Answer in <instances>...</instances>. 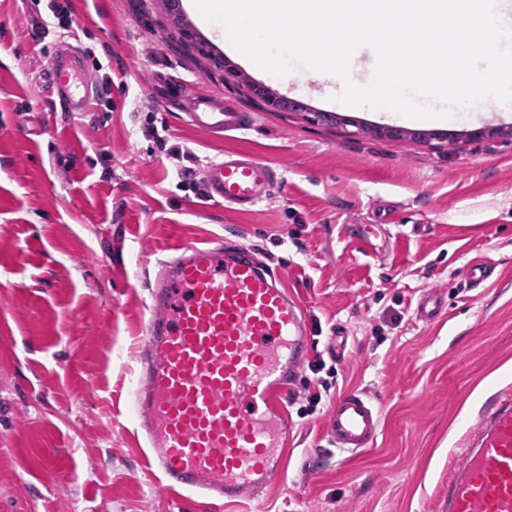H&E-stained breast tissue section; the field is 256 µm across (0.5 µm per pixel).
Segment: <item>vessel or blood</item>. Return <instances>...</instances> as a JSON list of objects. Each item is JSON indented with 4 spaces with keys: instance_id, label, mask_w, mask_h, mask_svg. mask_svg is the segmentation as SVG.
Listing matches in <instances>:
<instances>
[{
    "instance_id": "1",
    "label": "vessel or blood",
    "mask_w": 512,
    "mask_h": 512,
    "mask_svg": "<svg viewBox=\"0 0 512 512\" xmlns=\"http://www.w3.org/2000/svg\"><path fill=\"white\" fill-rule=\"evenodd\" d=\"M44 81L63 112L84 111L100 87L81 54L55 44ZM166 67L154 83L207 135L249 129L251 113L212 95L177 88ZM201 180L209 200L250 211L275 182L253 156L228 152ZM149 311L136 341L140 363L127 405L147 469L165 492L205 500L211 512L255 499L280 478L293 439L288 403L310 358L307 313L258 251L227 238L179 242L148 290ZM444 309L425 292L420 319ZM380 417L365 392L332 404L325 437L340 453L369 447ZM445 512H512V394H500L466 434L459 462L448 469Z\"/></svg>"
}]
</instances>
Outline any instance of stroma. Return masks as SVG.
I'll return each instance as SVG.
<instances>
[{
  "label": "stroma",
  "instance_id": "obj_1",
  "mask_svg": "<svg viewBox=\"0 0 512 512\" xmlns=\"http://www.w3.org/2000/svg\"><path fill=\"white\" fill-rule=\"evenodd\" d=\"M69 2L70 30L38 40L46 6L0 0V512H207L157 486L120 412L150 278L176 242L218 236L281 270L325 364L304 368L288 406L282 476L224 512H443L459 442L512 388V115L489 100L439 124L350 108L306 69L287 80L226 54L223 29L187 0ZM55 40L112 80L85 112L52 111L42 91ZM159 59L252 126L192 129L151 93ZM257 85L301 110L267 104ZM150 125L193 160L160 149ZM228 151L277 172L245 213L181 184L182 169ZM474 263L496 264L499 279L470 288ZM429 289L446 304L435 324L416 316ZM338 328L340 361L326 351ZM322 379L330 392L301 415ZM350 389L371 396L381 423L370 448L344 458L323 425Z\"/></svg>",
  "mask_w": 512,
  "mask_h": 512
}]
</instances>
